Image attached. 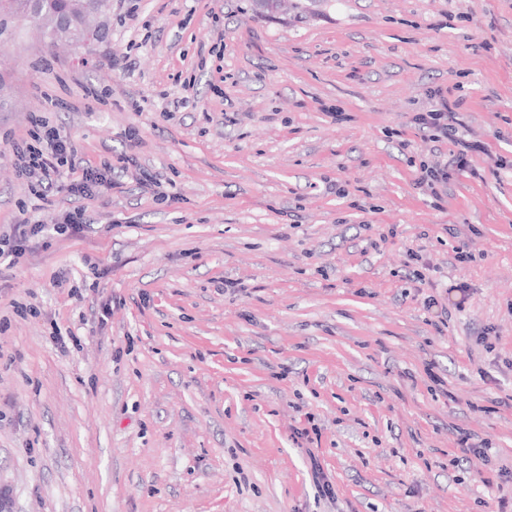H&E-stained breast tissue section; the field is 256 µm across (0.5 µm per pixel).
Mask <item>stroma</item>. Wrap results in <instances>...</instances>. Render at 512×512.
I'll list each match as a JSON object with an SVG mask.
<instances>
[{
	"instance_id": "1",
	"label": "stroma",
	"mask_w": 512,
	"mask_h": 512,
	"mask_svg": "<svg viewBox=\"0 0 512 512\" xmlns=\"http://www.w3.org/2000/svg\"><path fill=\"white\" fill-rule=\"evenodd\" d=\"M300 2L112 0L89 46L0 35V229L43 226L0 265L13 512H512V0ZM435 89L479 146L438 199L410 124ZM38 116L111 188L31 195L10 146Z\"/></svg>"
}]
</instances>
